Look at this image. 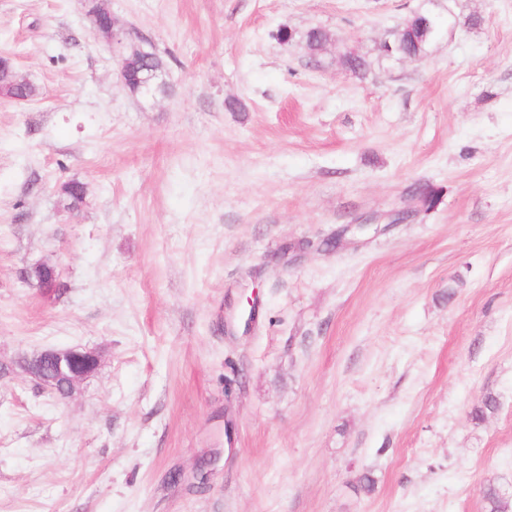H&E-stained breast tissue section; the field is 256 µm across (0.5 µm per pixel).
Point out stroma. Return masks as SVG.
I'll use <instances>...</instances> for the list:
<instances>
[{"mask_svg": "<svg viewBox=\"0 0 512 512\" xmlns=\"http://www.w3.org/2000/svg\"><path fill=\"white\" fill-rule=\"evenodd\" d=\"M90 5L0 0V55L37 91L0 98V512L512 496V0H109L165 63L155 95ZM417 13L426 53L384 57ZM349 224L370 230L326 251ZM41 261L63 292L22 283ZM70 347L100 359L70 398L14 366Z\"/></svg>", "mask_w": 512, "mask_h": 512, "instance_id": "obj_1", "label": "stroma"}]
</instances>
